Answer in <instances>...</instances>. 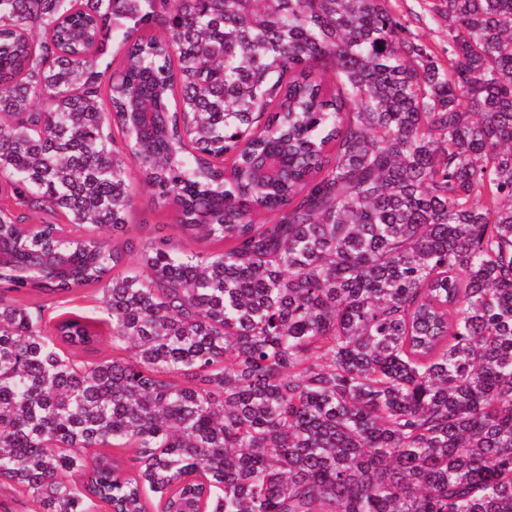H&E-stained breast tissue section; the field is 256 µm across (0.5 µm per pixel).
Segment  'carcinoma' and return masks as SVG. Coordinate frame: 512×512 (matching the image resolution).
Wrapping results in <instances>:
<instances>
[{
  "instance_id": "cac0c4a2",
  "label": "carcinoma",
  "mask_w": 512,
  "mask_h": 512,
  "mask_svg": "<svg viewBox=\"0 0 512 512\" xmlns=\"http://www.w3.org/2000/svg\"><path fill=\"white\" fill-rule=\"evenodd\" d=\"M431 11L443 62L391 0H0L15 494L37 512H512V0ZM135 175L224 251L151 241L120 270ZM97 284L114 355L92 365L57 347L97 342L91 323L50 337L13 297Z\"/></svg>"
}]
</instances>
